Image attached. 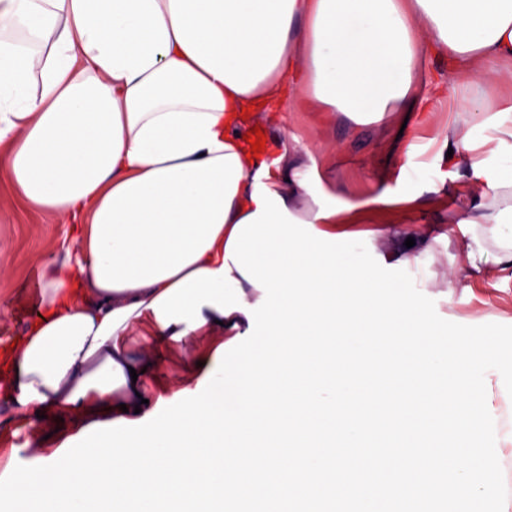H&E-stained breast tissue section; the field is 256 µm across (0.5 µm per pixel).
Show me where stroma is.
<instances>
[{
	"instance_id": "35a3bbf8",
	"label": "stroma",
	"mask_w": 512,
	"mask_h": 512,
	"mask_svg": "<svg viewBox=\"0 0 512 512\" xmlns=\"http://www.w3.org/2000/svg\"><path fill=\"white\" fill-rule=\"evenodd\" d=\"M267 133H283L303 142L317 143L315 166L322 180L337 179L353 194L365 193L370 186L383 184L399 189L413 182L414 174L433 166L428 140L448 130L447 113H437L434 120L415 131L398 136V121L357 123L348 119L331 122L316 112L291 113L286 126L266 124ZM0 203L12 212L8 222H0V336L20 335L29 321V292L45 258L56 251L66 227L51 213L33 210L19 203L9 189L0 184ZM450 199L436 196L420 210L389 211L362 224L365 232L384 223L431 224L438 214L450 208ZM463 250L460 230L450 231L446 254L440 255L435 268L439 273L437 289L444 297L438 315L463 325L498 323L512 325V278L490 275L483 282L465 286L459 277H446L447 269L459 260ZM0 425L6 437L0 442V478L5 477L6 461L34 466L41 462V450L34 443V432L55 434L59 420L45 419L38 424L12 421L11 412L0 398Z\"/></svg>"
}]
</instances>
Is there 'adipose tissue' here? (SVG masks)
I'll use <instances>...</instances> for the list:
<instances>
[{
	"instance_id": "obj_1",
	"label": "adipose tissue",
	"mask_w": 512,
	"mask_h": 512,
	"mask_svg": "<svg viewBox=\"0 0 512 512\" xmlns=\"http://www.w3.org/2000/svg\"><path fill=\"white\" fill-rule=\"evenodd\" d=\"M430 55L447 58L448 80L412 96ZM509 64L512 0H0V183L70 227L62 259L42 266L1 398L18 419L63 417L80 433L152 413L170 355L178 389L204 379L245 314L206 305L191 330L163 325L152 304L223 266L263 166L290 215L331 235L453 184L465 279L512 271V106L498 85ZM303 101L377 122L447 102L432 150L448 182L350 198L295 137L247 159L246 128ZM375 235L385 263L433 287L446 234L387 223Z\"/></svg>"
}]
</instances>
